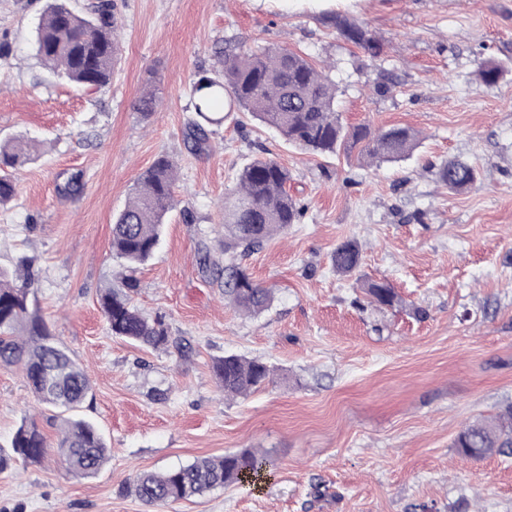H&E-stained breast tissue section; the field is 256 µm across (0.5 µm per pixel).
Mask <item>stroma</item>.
Wrapping results in <instances>:
<instances>
[{
    "mask_svg": "<svg viewBox=\"0 0 512 512\" xmlns=\"http://www.w3.org/2000/svg\"><path fill=\"white\" fill-rule=\"evenodd\" d=\"M46 0H0V140L43 152L15 169L0 207V268L34 257L39 311L86 369L81 414L109 459L76 477L56 455L0 470V512H148L127 487L143 470L259 448L276 463L260 489L231 485L164 512H512V457H462L465 425L512 403V0H112L120 52L108 85L83 91L45 68L35 27ZM342 14L381 40L371 59L331 25ZM307 56L337 88L344 124L394 123L420 145L397 163L316 157L233 112L206 150L190 151L189 87L212 70L215 42ZM500 64L497 85L478 60ZM387 85L377 93V85ZM153 91L143 121L137 105ZM178 163L179 203L138 272L134 303L164 316L187 359L111 334L98 305L115 284L112 218L157 156ZM285 165L304 216L245 257L274 301L251 317L228 306L199 268L224 258L220 207L253 158ZM461 160L473 186L448 191L436 169ZM84 189L60 193L73 175ZM360 267L331 255L346 240ZM400 298L370 304V283ZM258 358L272 380L233 400L212 366ZM42 412L19 368L0 366V448ZM361 260V252L357 243L348 240L340 244L333 252L332 263L338 273L346 274L354 271Z\"/></svg>",
    "mask_w": 512,
    "mask_h": 512,
    "instance_id": "1",
    "label": "stroma"
}]
</instances>
